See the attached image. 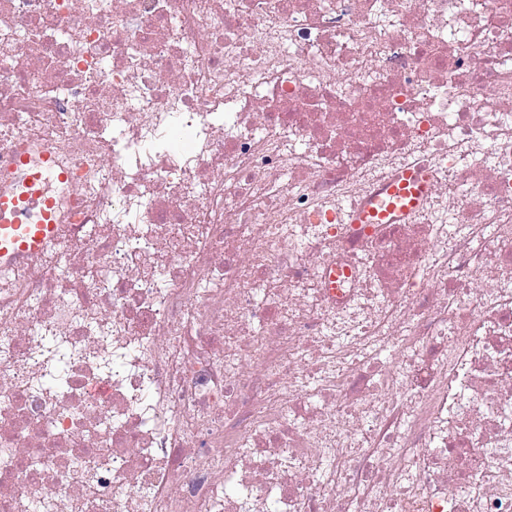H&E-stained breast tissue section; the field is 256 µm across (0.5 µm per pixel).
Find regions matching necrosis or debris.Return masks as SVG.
Masks as SVG:
<instances>
[{
  "label": "necrosis or debris",
  "instance_id": "necrosis-or-debris-1",
  "mask_svg": "<svg viewBox=\"0 0 512 512\" xmlns=\"http://www.w3.org/2000/svg\"><path fill=\"white\" fill-rule=\"evenodd\" d=\"M22 154L0 512H512V0H0ZM426 188V182L417 173L406 171L401 180L388 188L391 200L384 210L369 206L358 213L354 221L358 224H387L395 221L418 204ZM56 223L51 197L18 198L0 192V259L21 262L45 249L56 237ZM71 355V351L61 342L51 340L41 351V357L46 363V374H57L61 365Z\"/></svg>",
  "mask_w": 512,
  "mask_h": 512
}]
</instances>
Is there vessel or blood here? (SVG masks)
<instances>
[{
    "label": "vessel or blood",
    "instance_id": "1",
    "mask_svg": "<svg viewBox=\"0 0 512 512\" xmlns=\"http://www.w3.org/2000/svg\"><path fill=\"white\" fill-rule=\"evenodd\" d=\"M427 188L415 172L388 189L390 202L385 209L367 207L357 214L359 224H382L405 216L414 208ZM57 219L54 200L46 195L15 197L0 192V259L8 263L24 261L28 255L48 247L55 239Z\"/></svg>",
    "mask_w": 512,
    "mask_h": 512
}]
</instances>
